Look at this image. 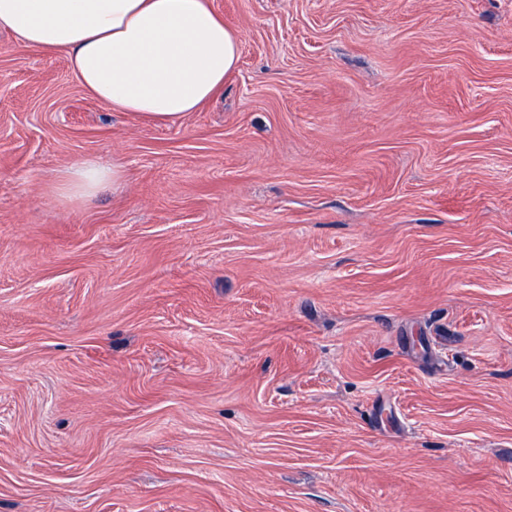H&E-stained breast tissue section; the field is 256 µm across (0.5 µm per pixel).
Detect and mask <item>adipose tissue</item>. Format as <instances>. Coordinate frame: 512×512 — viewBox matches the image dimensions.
<instances>
[{"label":"adipose tissue","mask_w":512,"mask_h":512,"mask_svg":"<svg viewBox=\"0 0 512 512\" xmlns=\"http://www.w3.org/2000/svg\"><path fill=\"white\" fill-rule=\"evenodd\" d=\"M19 47L62 53L77 82L99 103L174 123L218 96L240 54L239 38L209 0H0V30ZM120 188L119 168L101 159L64 170L56 193Z\"/></svg>","instance_id":"obj_1"}]
</instances>
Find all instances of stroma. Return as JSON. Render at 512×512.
Here are the masks:
<instances>
[{
    "label": "stroma",
    "mask_w": 512,
    "mask_h": 512,
    "mask_svg": "<svg viewBox=\"0 0 512 512\" xmlns=\"http://www.w3.org/2000/svg\"><path fill=\"white\" fill-rule=\"evenodd\" d=\"M210 3L169 124L0 31V512H512V0ZM112 181V190L122 186L123 178L119 168L102 159L85 161L64 170L55 191L63 199L89 197L105 184Z\"/></svg>",
    "instance_id": "obj_1"
}]
</instances>
